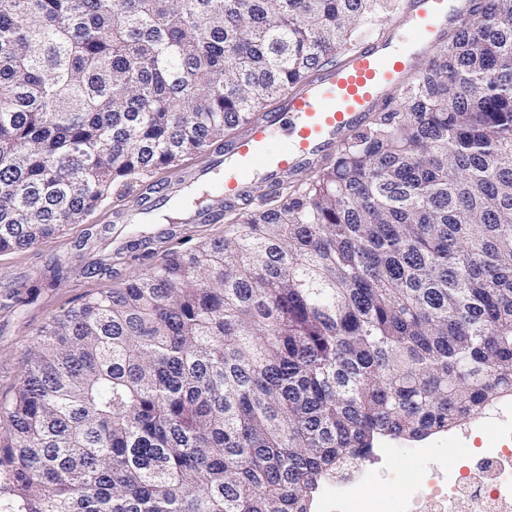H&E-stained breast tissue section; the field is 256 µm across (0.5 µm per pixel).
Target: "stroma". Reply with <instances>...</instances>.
<instances>
[{"mask_svg":"<svg viewBox=\"0 0 512 512\" xmlns=\"http://www.w3.org/2000/svg\"><path fill=\"white\" fill-rule=\"evenodd\" d=\"M186 170L144 176L124 189L120 202L106 201L90 218L89 225L70 224L58 235L31 248L0 257V399L12 397L18 382L21 358L36 331L48 320L78 306L86 295L102 288H116L141 276L162 261L166 247L154 245L149 257L132 261L119 253L133 234L156 235L157 224H130L126 215L141 198L156 199L151 186L156 181L186 177ZM62 263L64 277L54 281L52 265ZM104 262L111 274L84 275V265ZM495 407H488L448 430L434 433L421 444L432 455L419 463L405 455L390 457L385 470H372L366 480V495L391 505L409 490L411 479L424 465L459 468L465 457L493 444L498 421Z\"/></svg>","mask_w":512,"mask_h":512,"instance_id":"stroma-1","label":"stroma"}]
</instances>
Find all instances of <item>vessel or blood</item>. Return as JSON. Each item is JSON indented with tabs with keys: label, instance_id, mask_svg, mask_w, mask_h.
Here are the masks:
<instances>
[{
	"label": "vessel or blood",
	"instance_id": "obj_1",
	"mask_svg": "<svg viewBox=\"0 0 512 512\" xmlns=\"http://www.w3.org/2000/svg\"><path fill=\"white\" fill-rule=\"evenodd\" d=\"M469 7L470 0H407L403 23L287 93L278 112L250 125L226 150L220 200L241 199L255 177L272 183L310 168L412 80L418 59Z\"/></svg>",
	"mask_w": 512,
	"mask_h": 512
}]
</instances>
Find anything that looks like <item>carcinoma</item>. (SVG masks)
<instances>
[{"label":"carcinoma","instance_id":"carcinoma-1","mask_svg":"<svg viewBox=\"0 0 512 512\" xmlns=\"http://www.w3.org/2000/svg\"><path fill=\"white\" fill-rule=\"evenodd\" d=\"M403 0H0V256L222 150ZM35 333L0 512H310L512 393V0L302 182Z\"/></svg>","mask_w":512,"mask_h":512}]
</instances>
